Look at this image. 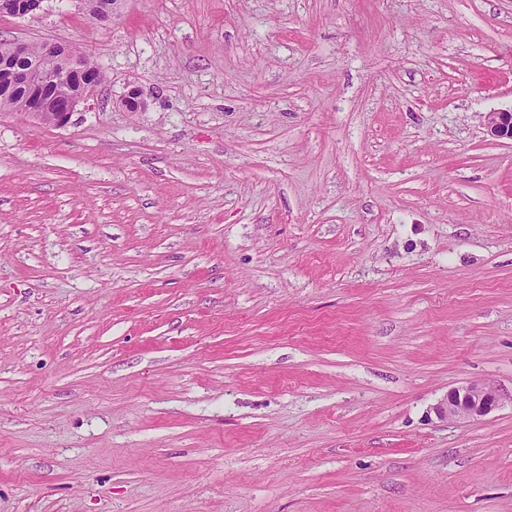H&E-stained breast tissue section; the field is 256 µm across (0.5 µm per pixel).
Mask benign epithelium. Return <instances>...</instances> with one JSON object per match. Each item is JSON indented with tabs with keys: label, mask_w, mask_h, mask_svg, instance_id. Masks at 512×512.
Here are the masks:
<instances>
[{
	"label": "benign epithelium",
	"mask_w": 512,
	"mask_h": 512,
	"mask_svg": "<svg viewBox=\"0 0 512 512\" xmlns=\"http://www.w3.org/2000/svg\"><path fill=\"white\" fill-rule=\"evenodd\" d=\"M43 0H0V17H25L41 9ZM90 15L102 20L112 18L111 6L100 0H83ZM43 64L11 70L13 86L27 93L24 114L48 126L65 127L79 104L94 96L104 81L98 68L85 69L79 89L71 88L70 69L63 64V46L40 44ZM487 131L494 138L512 140V108L494 110L486 115ZM503 395L495 388L479 383L454 388L434 407L441 420L483 418L498 410Z\"/></svg>",
	"instance_id": "7a95c632"
}]
</instances>
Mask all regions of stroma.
<instances>
[{"instance_id":"obj_1","label":"stroma","mask_w":512,"mask_h":512,"mask_svg":"<svg viewBox=\"0 0 512 512\" xmlns=\"http://www.w3.org/2000/svg\"><path fill=\"white\" fill-rule=\"evenodd\" d=\"M0 112V512H512V0H79ZM145 103L123 104L130 90ZM9 44L10 48L7 42L0 40L1 62L7 59L9 51L10 56L18 61L26 60L32 51L31 61L36 63L40 60L42 51L43 64L15 67L10 73L13 85L7 80V72L0 70L1 111L22 112L25 91L27 97L24 114L41 124L63 128L69 123L79 104L93 97L105 79L99 68L85 69L77 82L78 72L71 70V86L79 83V89L73 90L68 80L70 69L62 61L63 46L43 42L40 47H34L33 43L18 40L9 41ZM47 81H52L55 85H50ZM485 118L492 137L512 140V107L488 112ZM503 399L497 389L485 384L471 383L448 391L434 407V411L439 419L446 421L478 419L498 410Z\"/></svg>"}]
</instances>
